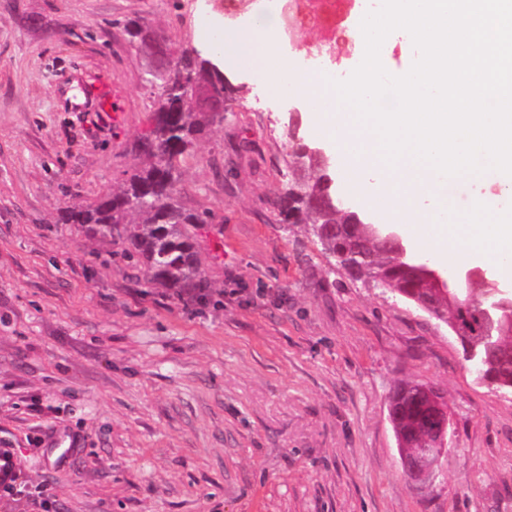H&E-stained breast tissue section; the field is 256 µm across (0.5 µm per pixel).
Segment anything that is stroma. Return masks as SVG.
<instances>
[{"mask_svg": "<svg viewBox=\"0 0 512 512\" xmlns=\"http://www.w3.org/2000/svg\"><path fill=\"white\" fill-rule=\"evenodd\" d=\"M363 0H337L283 40L307 53ZM225 0H0V448L24 487L6 512H512V399L480 383L447 324L349 277L276 205L295 139L324 151L304 98L270 95L243 67L224 119L177 172L180 202L210 212L196 251L204 297L132 268L121 248L63 224L144 164L160 89L124 26L146 20L162 55L192 48L197 13ZM106 76L105 122L88 88ZM440 390L450 428L435 479L403 471L388 403Z\"/></svg>", "mask_w": 512, "mask_h": 512, "instance_id": "35a3bbf8", "label": "stroma"}]
</instances>
